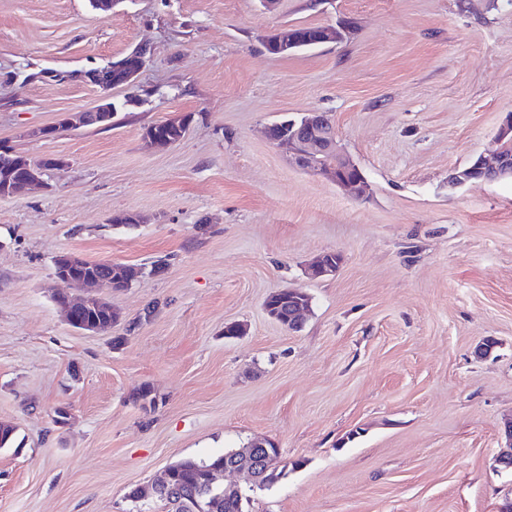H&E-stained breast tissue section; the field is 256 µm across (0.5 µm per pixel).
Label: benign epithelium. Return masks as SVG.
Returning <instances> with one entry per match:
<instances>
[{"label":"benign epithelium","instance_id":"1","mask_svg":"<svg viewBox=\"0 0 512 512\" xmlns=\"http://www.w3.org/2000/svg\"><path fill=\"white\" fill-rule=\"evenodd\" d=\"M345 29L342 25H322L319 27L313 43L320 45L335 43L343 40ZM300 42L293 34V28L285 27L274 32L270 50L276 54H288L299 49ZM147 48L139 46L130 52L134 58V67L128 72L127 82L133 84L147 62ZM115 107L106 97L90 111L83 112L77 121L66 117L62 124L66 127L77 125H97L107 127L112 124ZM271 143L279 149L288 152V157L296 166L312 172L323 170L322 157L332 158L331 173L336 184L347 192L358 191L364 181L360 177H348L346 173L357 169V165L342 152L339 147L335 127L323 112H308L298 119H286L272 125L268 130ZM512 139V114L504 119L495 139L496 149L492 157L479 156L477 165L467 169H457L448 176V184L462 186L480 179V174L487 172L499 181L505 178L512 179V158L502 153V143ZM43 171L35 167L25 168L20 175L14 178L12 184L6 187V194H14L21 188L41 181ZM87 263L84 258L74 254H63L55 260V273L57 277L77 287L93 286L103 291L112 290L111 262L96 263L98 273H90L77 281L70 273L76 265ZM339 266L318 260L310 266L308 275L312 279H322L333 276ZM297 297L293 299L288 308L286 324L298 325L307 311V306L301 300L305 292L296 290ZM83 301L72 302L65 307L67 323L74 329L82 332H97L100 325L83 320ZM270 440L256 439L239 449L231 459L224 460V471H245L255 480H260L273 453L269 447Z\"/></svg>","mask_w":512,"mask_h":512}]
</instances>
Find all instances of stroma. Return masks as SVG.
Listing matches in <instances>:
<instances>
[{"label": "stroma", "mask_w": 512, "mask_h": 512, "mask_svg": "<svg viewBox=\"0 0 512 512\" xmlns=\"http://www.w3.org/2000/svg\"><path fill=\"white\" fill-rule=\"evenodd\" d=\"M348 18L286 55L285 26ZM134 85L81 75L138 45ZM116 106L111 126L60 128ZM327 113L362 170L353 197L267 138ZM512 113V0H0V142L65 165L0 196V512H164L126 494L184 458L264 437L292 468L226 475L245 512H497L512 421V180L449 187ZM189 117L184 138L147 127ZM138 215L133 226L113 216ZM341 255L336 275L308 265ZM72 253L141 268L111 329L56 302ZM304 289L291 330L264 307ZM241 323L239 338L224 335ZM486 357L475 350L485 340ZM156 395L142 406L143 385ZM68 420L56 421L57 409Z\"/></svg>", "instance_id": "obj_1"}]
</instances>
